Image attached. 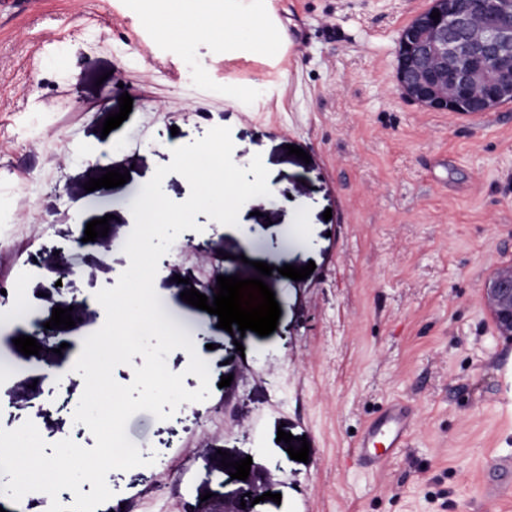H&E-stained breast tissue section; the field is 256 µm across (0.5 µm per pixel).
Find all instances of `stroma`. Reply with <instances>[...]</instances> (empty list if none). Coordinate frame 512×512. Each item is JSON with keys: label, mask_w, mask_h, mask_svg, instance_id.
Listing matches in <instances>:
<instances>
[{"label": "stroma", "mask_w": 512, "mask_h": 512, "mask_svg": "<svg viewBox=\"0 0 512 512\" xmlns=\"http://www.w3.org/2000/svg\"><path fill=\"white\" fill-rule=\"evenodd\" d=\"M429 5L270 0L282 45L222 55L207 33L158 40L129 0H23L0 14V287L33 303L0 323V364L18 368L0 381V428L29 420L47 444L94 446L73 420L84 390L73 359L50 339L29 357L14 340L64 297L77 320L66 343L103 325L94 295L129 265L130 206L170 163L168 142L224 126L237 165L258 154L279 179L247 202L249 239L204 214L195 235L225 252L226 275L275 267L276 330L237 346L217 315L183 301L184 279H206L213 262L174 241L154 289L232 382L166 420L134 414L126 433L149 464L111 471L112 501L96 512H224L250 485L281 496L251 512H485L494 462L512 457V340L483 299L512 263V102L476 117L402 96L399 35ZM125 93L131 113L101 135ZM116 168L127 183L85 191ZM105 216L98 245L73 244L78 225ZM311 262L304 280L279 272ZM61 266L72 274L57 290ZM394 400L415 405L417 423L375 474L354 442ZM281 428L307 438L308 462L290 458ZM224 451L251 458L247 480L222 468Z\"/></svg>", "instance_id": "1"}]
</instances>
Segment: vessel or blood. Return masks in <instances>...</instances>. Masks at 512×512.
<instances>
[{
  "mask_svg": "<svg viewBox=\"0 0 512 512\" xmlns=\"http://www.w3.org/2000/svg\"><path fill=\"white\" fill-rule=\"evenodd\" d=\"M416 424L413 409L400 401L391 402L378 419L368 424L355 444L358 463L381 470L409 440Z\"/></svg>",
  "mask_w": 512,
  "mask_h": 512,
  "instance_id": "b4317fda",
  "label": "vessel or blood"
}]
</instances>
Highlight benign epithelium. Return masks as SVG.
I'll list each match as a JSON object with an SVG mask.
<instances>
[{"mask_svg": "<svg viewBox=\"0 0 512 512\" xmlns=\"http://www.w3.org/2000/svg\"><path fill=\"white\" fill-rule=\"evenodd\" d=\"M437 11L440 17L431 18ZM396 81L401 94L437 112L461 91L472 116L512 97V0H431L403 29ZM499 333L512 339V265L483 289Z\"/></svg>", "mask_w": 512, "mask_h": 512, "instance_id": "benign-epithelium-1", "label": "benign epithelium"}]
</instances>
